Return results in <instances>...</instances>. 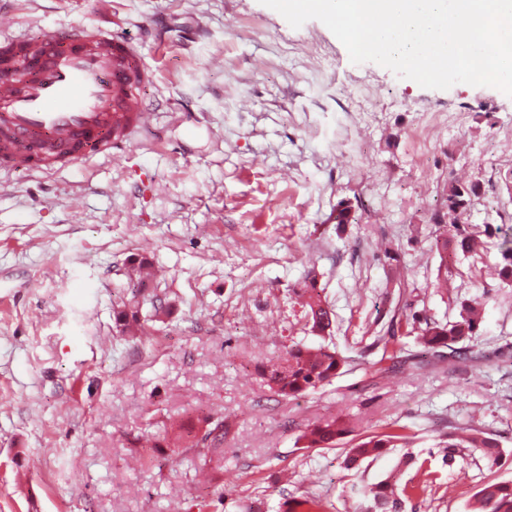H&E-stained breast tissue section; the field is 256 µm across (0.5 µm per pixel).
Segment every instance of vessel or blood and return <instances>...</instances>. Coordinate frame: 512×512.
<instances>
[{
	"label": "vessel or blood",
	"instance_id": "vessel-or-blood-1",
	"mask_svg": "<svg viewBox=\"0 0 512 512\" xmlns=\"http://www.w3.org/2000/svg\"><path fill=\"white\" fill-rule=\"evenodd\" d=\"M0 170L48 173L110 157L144 123L149 71L97 24L66 38L0 29Z\"/></svg>",
	"mask_w": 512,
	"mask_h": 512
}]
</instances>
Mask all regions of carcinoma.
Listing matches in <instances>:
<instances>
[{"label":"carcinoma","instance_id":"cac0c4a2","mask_svg":"<svg viewBox=\"0 0 512 512\" xmlns=\"http://www.w3.org/2000/svg\"><path fill=\"white\" fill-rule=\"evenodd\" d=\"M479 183H450L446 194V216L448 224L455 234L460 248L468 252L472 249L475 236L468 231V213L471 202L477 195ZM500 254L502 267L499 270L500 280L512 286V239L501 244ZM309 297L306 301L307 325L310 331L319 337L325 336L332 326V313L323 303L317 288H308ZM144 301L139 294L122 303L114 310L115 321L121 332L127 334H144L147 332L148 320L141 319ZM482 322L480 309L471 304L461 305L458 319L440 323L421 321L413 318L418 327L417 341L426 351L448 348L451 353L466 357L473 353L474 343L480 336ZM346 365V359L336 350L325 344L305 346L294 344L288 347L285 359L261 371L270 387L280 396L296 397L314 393L330 382ZM207 427L206 437L210 443L199 446V441L179 446L173 445L178 453L186 456L197 469H204L214 460L223 455L224 421L213 422L211 417L203 419ZM346 433L345 426L336 420H325L309 426L303 433L307 447L316 448L331 445ZM407 436L397 428H392L380 435L361 440L348 449L344 463L347 468H354L364 460L377 456L389 448H396L405 443ZM444 463L451 465L455 456L466 449L479 454L486 464L493 468L501 464L505 455L504 449L497 439L483 434L448 435L442 442ZM357 494L363 499L359 503V512H405V502L411 497V489L405 487L397 491L393 480H382L372 486L362 488ZM323 500L316 497H305L293 501L289 512H326ZM469 512H512V482H489L484 484L475 494Z\"/></svg>","mask_w":512,"mask_h":512}]
</instances>
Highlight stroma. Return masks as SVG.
Returning a JSON list of instances; mask_svg holds the SVG:
<instances>
[{"mask_svg":"<svg viewBox=\"0 0 512 512\" xmlns=\"http://www.w3.org/2000/svg\"><path fill=\"white\" fill-rule=\"evenodd\" d=\"M0 19L34 38L100 24L152 74L147 122L115 157L0 173V512H285L304 496L342 512L392 474L426 486L406 512H467L512 481V287L489 273L512 238V97L353 64L321 21L291 27L260 0H0ZM475 180L470 221L494 233L441 252L444 191ZM312 284L352 365L285 398L258 371L318 344ZM138 288L167 312L132 338L113 309ZM476 297L477 357L423 355L411 315L452 321ZM208 415L224 419V503L201 509L212 491L191 463L142 433L180 421L197 440ZM330 418L348 436L304 447ZM398 426L407 449L345 467L346 448ZM464 429L498 439L501 465H443L439 439Z\"/></svg>","mask_w":512,"mask_h":512,"instance_id":"stroma-1","label":"stroma"}]
</instances>
